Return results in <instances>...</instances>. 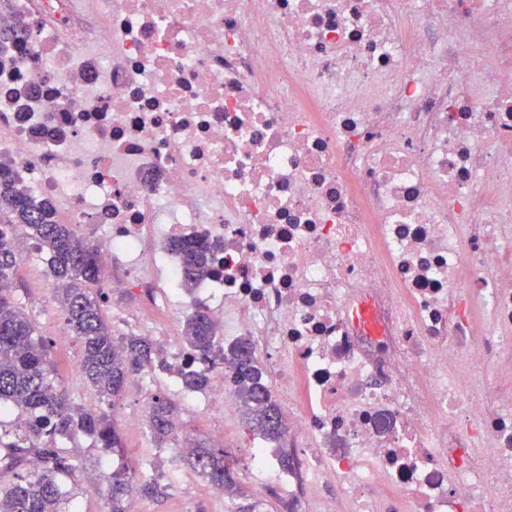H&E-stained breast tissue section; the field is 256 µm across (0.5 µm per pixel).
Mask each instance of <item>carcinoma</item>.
<instances>
[{"instance_id":"1","label":"carcinoma","mask_w":512,"mask_h":512,"mask_svg":"<svg viewBox=\"0 0 512 512\" xmlns=\"http://www.w3.org/2000/svg\"><path fill=\"white\" fill-rule=\"evenodd\" d=\"M2 224L14 231L24 228L36 248L47 255L50 274L61 284L59 296L67 326L82 344L81 372L101 400L113 406L127 375L151 360L157 350L142 336H126L117 344L102 315L103 292L94 290L99 285L98 246L79 237L72 225L56 222L49 203H32L15 180L1 175ZM170 246L182 257L184 286L190 291L207 272L209 247L183 239L170 241ZM15 267V253L0 249V413L12 407L28 416L22 435L14 441L0 440V512H67L69 496L63 479L69 473L70 459L57 446V439L83 433L114 452L120 447V437L106 413L92 414L74 407L55 386L45 341L6 288ZM183 338L197 354L211 352L215 331L206 310L199 308L186 316ZM224 361L235 371V384L249 411L252 430L266 440H280L279 409L262 382L249 343L240 342ZM180 376L188 391H202L209 382L204 370H182ZM177 409L171 399H154L151 425L161 444L176 441ZM188 462L217 490L231 489L224 449L197 447ZM130 491L128 473L121 467L112 473V512H125Z\"/></svg>"}]
</instances>
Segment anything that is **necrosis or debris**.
<instances>
[{
    "mask_svg": "<svg viewBox=\"0 0 512 512\" xmlns=\"http://www.w3.org/2000/svg\"><path fill=\"white\" fill-rule=\"evenodd\" d=\"M0 174L105 287L248 340L288 512H512V0H0ZM212 266L179 301L171 238Z\"/></svg>",
    "mask_w": 512,
    "mask_h": 512,
    "instance_id": "necrosis-or-debris-1",
    "label": "necrosis or debris"
}]
</instances>
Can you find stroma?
Returning <instances> with one entry per match:
<instances>
[{
  "instance_id": "1",
  "label": "stroma",
  "mask_w": 512,
  "mask_h": 512,
  "mask_svg": "<svg viewBox=\"0 0 512 512\" xmlns=\"http://www.w3.org/2000/svg\"><path fill=\"white\" fill-rule=\"evenodd\" d=\"M18 266L12 283V294L20 304L39 298L29 316L48 347L52 375L58 388L70 401L85 410L99 411L101 400L82 376L80 342L66 326L64 314L56 300L53 281L43 253L32 250L26 233H19L16 250ZM141 301L132 295L108 296L101 310L115 337L161 334L180 340L182 321L159 318L145 323L140 315ZM156 363L147 362L128 377L120 398L110 415L120 435L122 448L114 455L106 454L88 436H76L66 449L73 467L66 481L74 496L75 512H111L110 484L112 473L120 463H127L135 484L151 481L155 493H133L125 503L126 512H238L240 506L261 503L265 512H286L280 487L267 483L254 491L250 480L237 464L246 448L257 440L247 423L243 407L233 414L220 416L187 403H180L179 440H192L223 449L229 464L232 489L220 492L182 460L176 459L165 446L154 442L149 429V412L156 394L168 393V385L158 382ZM138 416L136 425H128V416Z\"/></svg>"
}]
</instances>
